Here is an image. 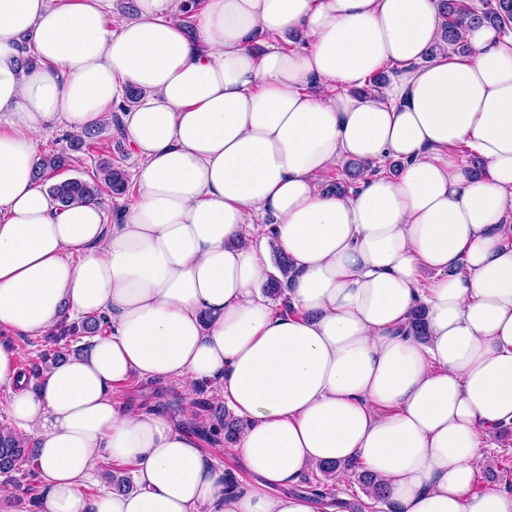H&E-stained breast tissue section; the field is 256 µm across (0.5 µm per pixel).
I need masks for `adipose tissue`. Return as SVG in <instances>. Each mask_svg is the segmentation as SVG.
I'll use <instances>...</instances> for the list:
<instances>
[{
  "label": "adipose tissue",
  "mask_w": 512,
  "mask_h": 512,
  "mask_svg": "<svg viewBox=\"0 0 512 512\" xmlns=\"http://www.w3.org/2000/svg\"><path fill=\"white\" fill-rule=\"evenodd\" d=\"M181 2L113 24L112 0H0V388L38 447L39 512H335L290 487L349 460L396 512H512L472 490L512 426V35L479 26L449 55L441 0H198L190 35ZM133 88L134 203L112 224L95 200L59 207L38 136L108 122ZM349 161L357 188L322 190ZM275 248L288 312L261 297ZM420 307L424 342L405 333ZM92 314L111 335L28 386L17 338ZM141 379L218 384L248 422L227 450L246 489L114 399ZM105 458L133 488L86 495Z\"/></svg>",
  "instance_id": "1"
}]
</instances>
